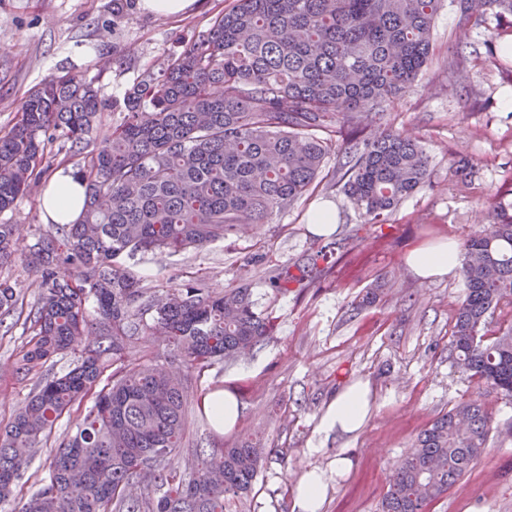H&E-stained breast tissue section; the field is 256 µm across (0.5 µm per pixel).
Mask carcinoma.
<instances>
[{"label": "carcinoma", "instance_id": "cac0c4a2", "mask_svg": "<svg viewBox=\"0 0 512 512\" xmlns=\"http://www.w3.org/2000/svg\"><path fill=\"white\" fill-rule=\"evenodd\" d=\"M464 20L512 16V0H450ZM442 0H231L208 29L148 72L123 99L118 123L102 119L94 82L63 71L31 88L12 124L0 128V214L46 179L49 155L82 156L81 219L39 235L25 257L39 293L24 320L12 376L40 381L0 428V502L44 438L74 406L91 403L55 451L42 487L20 512H227L256 495L264 466L288 449L261 437L187 453L184 385L218 363L266 343L273 317L251 283L222 292L198 283L147 287L124 265L137 252L178 254L260 224L317 187L330 150L321 134L348 128L352 145L336 160L342 191L362 224H385L397 206L429 183L430 160L397 132L359 138L358 109L384 112L413 90L431 60ZM103 138L107 147L91 144ZM461 181L478 165L452 164ZM491 224L463 244L465 296L452 331L455 366L512 398V213L500 204ZM16 225L0 223V269L11 263ZM323 246L304 263L268 268L276 296L307 288ZM24 300L0 277V334ZM94 337L76 365L52 373L57 356ZM150 336L184 372L153 356ZM140 361L128 360L133 349ZM490 417L481 398L460 402L420 432L392 475L381 512H428L485 453Z\"/></svg>", "mask_w": 512, "mask_h": 512}]
</instances>
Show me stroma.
Returning <instances> with one entry per match:
<instances>
[{
    "label": "stroma",
    "mask_w": 512,
    "mask_h": 512,
    "mask_svg": "<svg viewBox=\"0 0 512 512\" xmlns=\"http://www.w3.org/2000/svg\"><path fill=\"white\" fill-rule=\"evenodd\" d=\"M225 0H198L175 17L142 12L135 0L113 9L111 0H0V127L8 126L26 92L61 67L94 81L111 107L104 120L120 121L116 102L137 77L207 30ZM497 21L463 22L442 6L433 28L434 59L414 89L366 134L389 129L422 142L431 160V183L406 198L389 223L361 225L358 210L334 185L335 158H327L321 187L265 224L249 225L224 241L175 256L138 253L126 264L143 284L168 288L199 282L214 290L246 280L259 308L272 309L276 327L259 350L229 368L216 365L189 385L187 439L211 448L222 440L260 435L288 451L286 463L268 464L258 492L238 512H293L297 484L310 465L326 471L321 512H378L391 476L428 423L454 404L481 397L491 418L488 447L471 473L454 484L430 512H512V398L483 387L450 359L452 327L463 298L461 278L420 279L407 264L411 249L443 241L464 243L490 222L489 206L512 205V54L497 38ZM479 162L475 181H457L454 155ZM336 210L331 237L309 230L319 204ZM0 221L22 232L5 271L22 288L25 304L38 295L25 252L46 224L38 194L22 198ZM345 240L336 265L305 292L274 296L264 283L268 263L299 262L327 244ZM377 302L354 310L359 294L375 283ZM22 326L0 338V425L23 405L37 378H11ZM368 381L375 398L362 429L324 435L320 418L347 384ZM237 392L242 412L235 428L220 433L193 409L202 386ZM63 416L31 459L0 512H14L39 487L51 455L83 419ZM347 467L335 471L336 457Z\"/></svg>",
    "instance_id": "stroma-1"
}]
</instances>
